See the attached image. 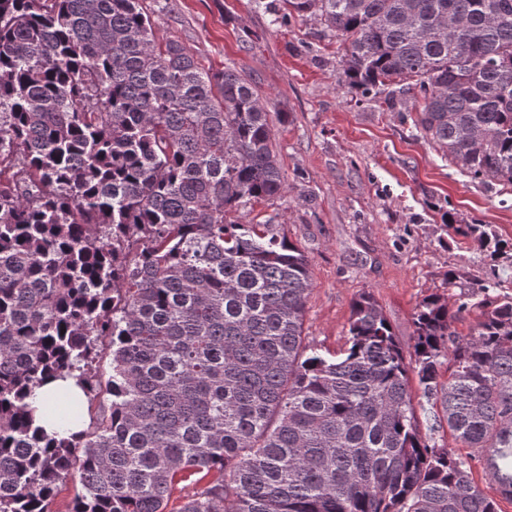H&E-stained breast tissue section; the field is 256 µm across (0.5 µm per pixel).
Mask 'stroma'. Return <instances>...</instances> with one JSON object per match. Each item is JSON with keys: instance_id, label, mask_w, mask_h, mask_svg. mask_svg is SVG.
<instances>
[{"instance_id": "stroma-1", "label": "stroma", "mask_w": 512, "mask_h": 512, "mask_svg": "<svg viewBox=\"0 0 512 512\" xmlns=\"http://www.w3.org/2000/svg\"><path fill=\"white\" fill-rule=\"evenodd\" d=\"M158 38L204 65L235 68L270 110L285 191L248 204L244 222L276 224L309 260L305 334L337 352L353 301L370 293L404 349L421 300L458 301L455 271L512 295V260L492 258L454 224H488L512 240V195L464 176L414 124L411 95L368 101L338 82L336 41L311 17L276 19L279 0H145Z\"/></svg>"}]
</instances>
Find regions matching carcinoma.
I'll return each mask as SVG.
<instances>
[{
    "label": "carcinoma",
    "instance_id": "carcinoma-1",
    "mask_svg": "<svg viewBox=\"0 0 512 512\" xmlns=\"http://www.w3.org/2000/svg\"><path fill=\"white\" fill-rule=\"evenodd\" d=\"M280 2L336 37L339 82L414 93L448 161L512 194V0ZM284 191L257 90L159 40L143 0H0V512H52L74 473L70 512H166L196 474L180 512H497L470 459L512 499V297L480 285L467 338L466 303L423 299L406 355L364 292L326 357L305 253L230 218ZM75 371L107 403L56 439L27 399ZM411 373L469 459L422 436ZM491 307H471L466 312H463L459 315L455 322L453 323V328L456 332L461 336H469L474 333L477 328V325L480 321L483 320L484 312ZM81 491L79 481L74 477H68L58 486L57 495L52 505L53 512H68V506Z\"/></svg>",
    "mask_w": 512,
    "mask_h": 512
}]
</instances>
